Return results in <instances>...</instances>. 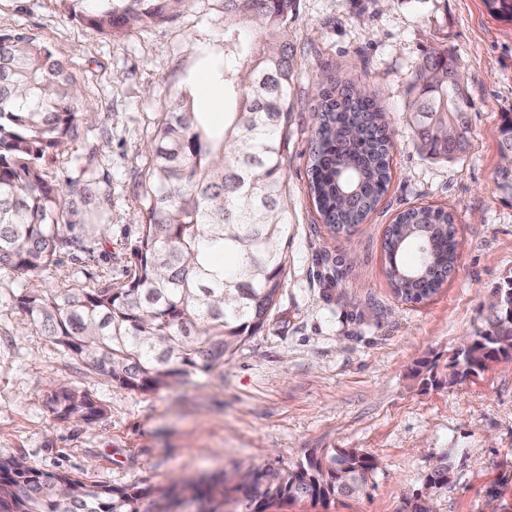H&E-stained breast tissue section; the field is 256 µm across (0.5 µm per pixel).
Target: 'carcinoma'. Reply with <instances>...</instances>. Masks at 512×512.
<instances>
[{"label": "carcinoma", "mask_w": 512, "mask_h": 512, "mask_svg": "<svg viewBox=\"0 0 512 512\" xmlns=\"http://www.w3.org/2000/svg\"><path fill=\"white\" fill-rule=\"evenodd\" d=\"M89 27L111 37L162 22L186 0H60ZM294 0H224V96L235 110L214 129L184 99L171 101L152 139L140 197L142 224L125 278L94 286L28 288L57 271L63 257L84 250L74 233L88 216L106 230L111 179L94 165L96 147L74 158L77 178L59 182L46 163L79 138L83 103L61 59L23 29L0 32V274L21 287L26 323L86 367L124 387L150 391L199 367L224 362L277 309L287 255L288 213L283 162L294 58L288 15ZM256 34L246 44L231 22ZM408 94L419 148L430 159L454 157L467 130L468 99L460 66L429 54ZM308 190L322 223L346 231L363 223L392 178L394 140L385 113L363 87L321 92L314 107ZM359 131L347 137L349 127ZM512 148V113L504 112L498 149ZM454 217L442 207L408 209L388 225L384 249L392 282L406 302L434 295L455 266ZM434 384H460L492 362L512 359V318L488 321L468 335ZM59 420H95L104 413L70 386L49 392ZM377 467L358 448L307 454L293 467H249L177 495L89 483L68 472H45L0 460V512H266L274 502L348 497L369 487ZM426 481L448 483V459Z\"/></svg>", "instance_id": "obj_1"}]
</instances>
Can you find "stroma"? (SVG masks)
Wrapping results in <instances>:
<instances>
[{"mask_svg": "<svg viewBox=\"0 0 512 512\" xmlns=\"http://www.w3.org/2000/svg\"><path fill=\"white\" fill-rule=\"evenodd\" d=\"M18 28L72 73L112 193L107 236L85 233V253L34 285L121 281L140 231L145 147L174 95L204 111L203 76L224 61L223 0H186L166 21L117 39L59 0H0V31ZM288 34L290 230L276 312L223 366L141 392L29 331L18 284L0 275V460L145 491L201 485L249 465L286 468L315 448H357L379 461L365 492L267 512H406V497L426 492L443 459L448 483L430 494L433 512H512V361L457 385L432 386L417 372L424 361L443 370L512 279V202L494 188L500 115L512 112V22L493 17L484 0H296ZM435 50L458 60L469 101L463 148L448 161L420 153L408 125V88ZM330 78L363 83L394 132L387 192L366 223L339 235L321 223L307 178L315 96ZM422 203L452 212L463 251L436 294L406 303L388 274L385 231ZM59 382L103 415L54 418L45 396Z\"/></svg>", "mask_w": 512, "mask_h": 512, "instance_id": "obj_1", "label": "stroma"}]
</instances>
